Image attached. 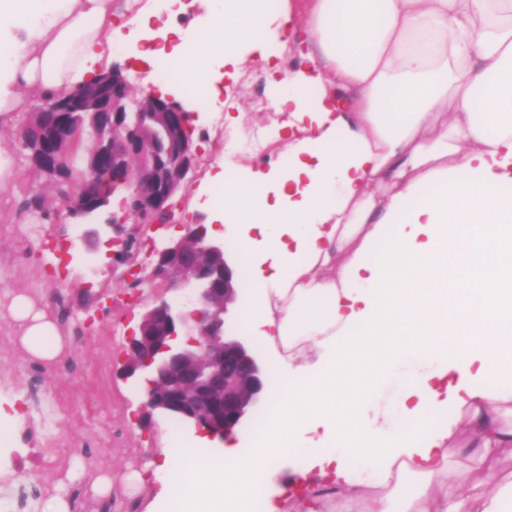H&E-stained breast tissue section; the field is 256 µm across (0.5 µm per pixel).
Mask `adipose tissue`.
I'll use <instances>...</instances> for the list:
<instances>
[{"mask_svg":"<svg viewBox=\"0 0 512 512\" xmlns=\"http://www.w3.org/2000/svg\"><path fill=\"white\" fill-rule=\"evenodd\" d=\"M198 27L173 49L186 76L216 87L220 67L255 55L290 129L287 164L224 183L215 224L243 225L234 248L253 280L244 319L283 374L251 445L220 443L224 464L193 446L163 449L172 474L146 512H266L317 476L356 497L374 468L381 502L415 479L401 512H462L458 482L434 488L460 449L512 447V0H310L302 68L274 62L290 11L265 0H199ZM142 11L113 0H0V126L29 98L96 79L112 46L152 61ZM10 312L22 345L54 359L62 340L31 297ZM418 339L406 368L385 336ZM398 378L396 409L360 396ZM358 398L353 415L337 395ZM439 426H428L430 417ZM307 454L289 484L275 463Z\"/></svg>","mask_w":512,"mask_h":512,"instance_id":"ef3b65f1","label":"adipose tissue"}]
</instances>
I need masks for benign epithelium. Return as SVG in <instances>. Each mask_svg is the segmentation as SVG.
Listing matches in <instances>:
<instances>
[{
    "label": "benign epithelium",
    "instance_id": "benign-epithelium-1",
    "mask_svg": "<svg viewBox=\"0 0 512 512\" xmlns=\"http://www.w3.org/2000/svg\"><path fill=\"white\" fill-rule=\"evenodd\" d=\"M79 112L98 132L110 120L106 139L79 171L67 145L78 130L63 118ZM37 118L19 130L37 176L62 187V210L79 220L78 240L114 247L112 262L131 265L122 239L126 225L143 233L164 224L171 204L197 159L190 132L191 112L151 93H135L119 66L91 83L74 86L34 107ZM112 217L101 223L103 212ZM148 278L183 292L140 300L142 312L127 337L116 367L143 391V424L178 418L198 434L222 440L232 434L264 398L265 367L249 340L226 333L228 305L239 297L238 262L224 242L194 220L179 238L151 242Z\"/></svg>",
    "mask_w": 512,
    "mask_h": 512
}]
</instances>
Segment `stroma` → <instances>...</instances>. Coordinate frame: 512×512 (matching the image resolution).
I'll use <instances>...</instances> for the list:
<instances>
[{"mask_svg": "<svg viewBox=\"0 0 512 512\" xmlns=\"http://www.w3.org/2000/svg\"><path fill=\"white\" fill-rule=\"evenodd\" d=\"M223 84L231 96L220 115L214 104L200 106L186 92L175 96L194 114L198 158L173 199V222L164 228V236L182 235L192 216L205 215V208L194 206L193 199L206 173L226 170L237 175L278 157L282 116L278 109L265 105L270 93L264 72L255 68L240 81L227 78ZM219 119L236 128L247 143L234 159L224 154V141L215 126ZM17 132V126L0 128V154L8 156L16 169L14 179L0 184V411L9 414L28 407L30 417L14 438L15 447L21 451L41 447L43 436H50L53 451L45 456L44 465L58 475L54 494L78 498L83 512H116V503L131 500L128 475L142 471L157 457L164 434L182 441L190 431L160 418L150 426L139 425L140 387L112 373V363L121 358L138 311L121 305L125 282L113 270L105 248L93 250L73 238L71 218L39 216L24 208L25 196L18 186L31 180L32 174ZM59 288L68 294L73 310L69 319L56 321L66 338L61 357L78 365L71 374L60 370L57 362L42 361L26 351L15 334L9 311L15 295L38 298ZM100 305L105 308L104 315H97L82 343H74V327ZM34 368L53 385L43 389L40 401L33 403L28 399L25 380ZM85 446L103 452L102 468L92 471L84 465L78 450ZM450 465L453 471L466 474L461 498L467 512H477L476 498L486 475L499 480L512 478V448L502 449L483 462L468 449L457 453ZM106 478L112 481L111 490L96 492L95 483Z\"/></svg>", "mask_w": 512, "mask_h": 512, "instance_id": "1", "label": "stroma"}]
</instances>
